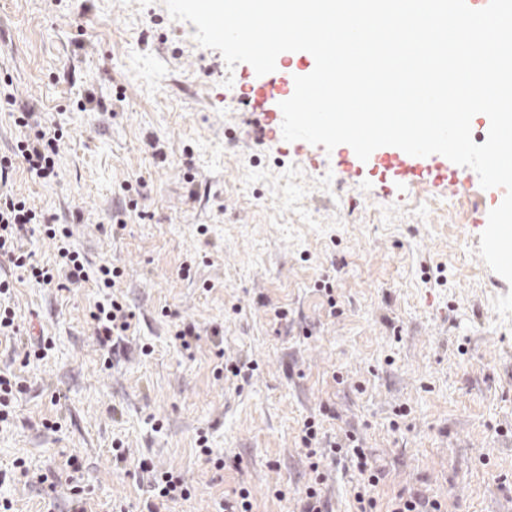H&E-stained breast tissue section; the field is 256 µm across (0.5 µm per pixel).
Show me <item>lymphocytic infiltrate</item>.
I'll return each mask as SVG.
<instances>
[{
	"label": "lymphocytic infiltrate",
	"mask_w": 512,
	"mask_h": 512,
	"mask_svg": "<svg viewBox=\"0 0 512 512\" xmlns=\"http://www.w3.org/2000/svg\"><path fill=\"white\" fill-rule=\"evenodd\" d=\"M16 123L24 128L25 134L16 144L14 157H0V176L12 167L14 159H21L30 173L45 181L55 180L58 176L59 146L63 139V130L44 113L34 107L24 108ZM44 233L55 240L59 263L51 269L35 264L33 254L24 247L29 235ZM72 232L68 226L50 223L43 215L29 207L25 200L0 198V258L9 266L24 270L36 283L51 284L56 276H63L72 286L95 281L97 287L110 289L116 287L122 272L112 264H101L96 272H88L83 258L71 242ZM136 314L127 304L110 299L97 304L92 312L94 332L100 344H108L112 337L123 336L131 329ZM301 443L305 457L316 477L313 484L307 486L300 498L298 512H330L329 502L323 496L321 485L325 479L323 460L326 454H346L357 475L354 488L356 512H377V501L370 490L378 486L382 479L381 469L373 466L362 446L353 435L331 442L328 451H321L319 428L314 420L303 424ZM137 467L146 478L154 498L148 512H158L159 507L188 500L191 490L181 473L174 470L159 471L147 459H140Z\"/></svg>",
	"instance_id": "obj_1"
}]
</instances>
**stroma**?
<instances>
[{
  "label": "stroma",
  "instance_id": "35a3bbf8",
  "mask_svg": "<svg viewBox=\"0 0 512 512\" xmlns=\"http://www.w3.org/2000/svg\"><path fill=\"white\" fill-rule=\"evenodd\" d=\"M196 31L164 0H0V156L20 136L7 97L39 100L66 131L57 181L17 159L0 194L70 225L89 270L123 269L113 294L136 314L107 353L90 324L101 289L8 270L18 324L52 349L28 366L0 336V372L19 379L0 428V500L67 512L75 460L88 512H147V458L192 487L170 512H222L241 486L254 512H295L313 478L299 437L313 418L328 437L362 438L386 475L378 504L405 490L442 512H512V285L478 254L504 190L454 195L371 171L339 181L337 152L271 138L265 77L227 69ZM126 184L138 208L115 235ZM328 277L336 317L316 287ZM181 321L218 328L223 352L181 348ZM224 356L259 368L217 375ZM202 436L239 468H216ZM118 445L128 460L116 465ZM19 458L56 489L32 485Z\"/></svg>",
  "mask_w": 512,
  "mask_h": 512
}]
</instances>
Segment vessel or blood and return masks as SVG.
Here are the masks:
<instances>
[{"label": "vessel or blood", "mask_w": 512, "mask_h": 512, "mask_svg": "<svg viewBox=\"0 0 512 512\" xmlns=\"http://www.w3.org/2000/svg\"><path fill=\"white\" fill-rule=\"evenodd\" d=\"M369 160L388 167L409 184L428 177L436 187L455 192L465 191L472 184V176L464 167L445 158L439 160L431 155L414 157L396 148L388 152H373Z\"/></svg>", "instance_id": "obj_1"}]
</instances>
